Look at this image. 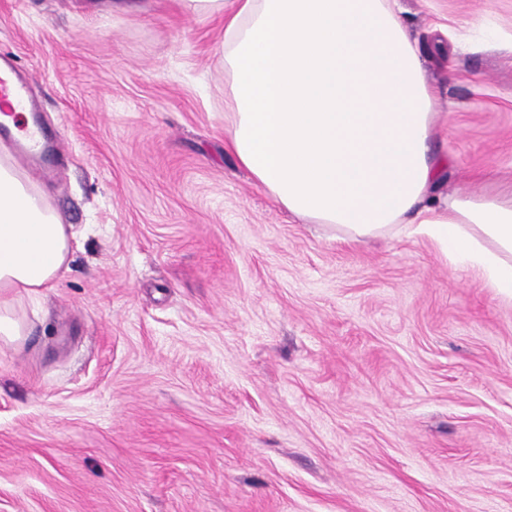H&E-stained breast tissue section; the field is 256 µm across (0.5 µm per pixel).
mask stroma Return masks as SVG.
<instances>
[{"mask_svg": "<svg viewBox=\"0 0 512 512\" xmlns=\"http://www.w3.org/2000/svg\"><path fill=\"white\" fill-rule=\"evenodd\" d=\"M438 194L512 190V0H400ZM219 19L0 0L78 240L0 345V512H512V299L336 239L227 148Z\"/></svg>", "mask_w": 512, "mask_h": 512, "instance_id": "35a3bbf8", "label": "stroma"}]
</instances>
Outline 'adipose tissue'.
<instances>
[{"mask_svg": "<svg viewBox=\"0 0 512 512\" xmlns=\"http://www.w3.org/2000/svg\"><path fill=\"white\" fill-rule=\"evenodd\" d=\"M182 0L224 21L239 164L297 219L358 243L415 225L512 297V199L441 202L431 149L436 93L398 0ZM76 233L0 150V341L67 269Z\"/></svg>", "mask_w": 512, "mask_h": 512, "instance_id": "1", "label": "adipose tissue"}]
</instances>
